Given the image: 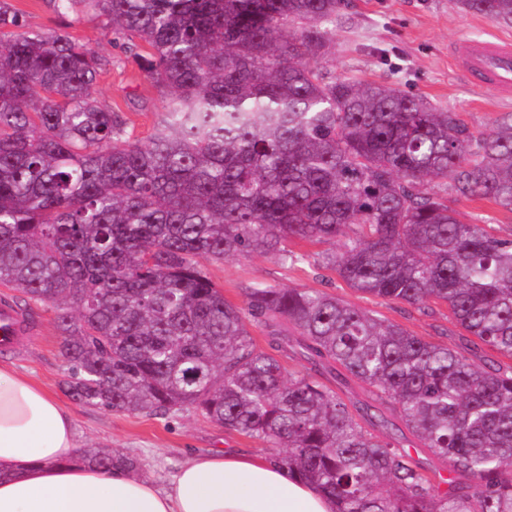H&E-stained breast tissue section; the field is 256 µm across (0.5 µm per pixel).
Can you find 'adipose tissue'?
Wrapping results in <instances>:
<instances>
[{"label":"adipose tissue","instance_id":"ef3b65f1","mask_svg":"<svg viewBox=\"0 0 512 512\" xmlns=\"http://www.w3.org/2000/svg\"><path fill=\"white\" fill-rule=\"evenodd\" d=\"M75 419L51 393L0 365V512H335L287 465L251 452L195 456L167 486L134 470L75 462Z\"/></svg>","mask_w":512,"mask_h":512}]
</instances>
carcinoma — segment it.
<instances>
[{
  "mask_svg": "<svg viewBox=\"0 0 512 512\" xmlns=\"http://www.w3.org/2000/svg\"><path fill=\"white\" fill-rule=\"evenodd\" d=\"M84 5L148 52L167 93L144 143L96 96L112 61L65 30L24 29L0 0V284L56 310L75 400L145 416L194 410L286 452L337 512H512V369L481 367L323 291L224 299L203 262L296 263V239L353 229L326 265L354 290L448 307L512 357V238L463 221L441 195L512 210V114L474 135L458 115L321 66L343 0H49ZM512 25V0H449ZM340 365L393 404L443 461L432 494L409 455L310 378L255 347ZM77 461L137 467L107 448ZM463 475L470 483L456 482Z\"/></svg>",
  "mask_w": 512,
  "mask_h": 512,
  "instance_id": "carcinoma-1",
  "label": "carcinoma"
}]
</instances>
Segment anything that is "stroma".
Returning <instances> with one entry per match:
<instances>
[{
  "label": "stroma",
  "instance_id": "stroma-1",
  "mask_svg": "<svg viewBox=\"0 0 512 512\" xmlns=\"http://www.w3.org/2000/svg\"><path fill=\"white\" fill-rule=\"evenodd\" d=\"M10 2L27 29H66L90 51L111 59V66L97 83L98 99L122 115L133 139L146 140L161 116L165 97L133 55L125 51L120 35L113 32L105 17L90 10L77 16L60 15L48 0ZM326 30L329 52L322 64L333 75L382 82L424 96L436 107L457 112L476 134L489 132L496 120L512 113V99L500 98L490 88L473 84L448 51L449 43L460 36L512 38V26L450 7L448 0H344L336 21L327 24ZM448 204L463 220L488 225L497 237L512 238V211L486 200L453 195ZM340 245L337 239L315 244L298 240L292 248L304 253L306 259L293 265L271 254H251L206 262L205 270L225 299L236 305L242 304L245 289L258 285L317 289L400 324L426 341L457 350L476 364L512 365L511 359L496 352L474 348L471 336L449 322L446 306L422 312L355 292L323 262L324 253L337 251ZM30 310L38 325L36 334L19 355L0 354V365L29 376L70 408L78 447H104L135 457L138 475L160 487L166 486L179 466L196 454L240 448L275 456V449L267 443L227 430L191 411L165 417L115 414L73 400L64 386L67 368L60 356L61 337L54 310L35 304ZM284 366L292 376H314L349 406L367 407L383 416L396 446L410 455L433 489L446 490L445 464L397 423L390 405L381 400L375 388L346 380L330 368L312 366L300 355L285 359Z\"/></svg>",
  "mask_w": 512,
  "mask_h": 512
}]
</instances>
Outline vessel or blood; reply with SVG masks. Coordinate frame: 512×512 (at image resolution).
<instances>
[{"label":"vessel or blood","mask_w":512,"mask_h":512,"mask_svg":"<svg viewBox=\"0 0 512 512\" xmlns=\"http://www.w3.org/2000/svg\"><path fill=\"white\" fill-rule=\"evenodd\" d=\"M449 53L469 75L480 76L502 97L512 96V41H453ZM34 332L29 311L9 298L0 299V352L18 353L26 336Z\"/></svg>","instance_id":"obj_1"}]
</instances>
